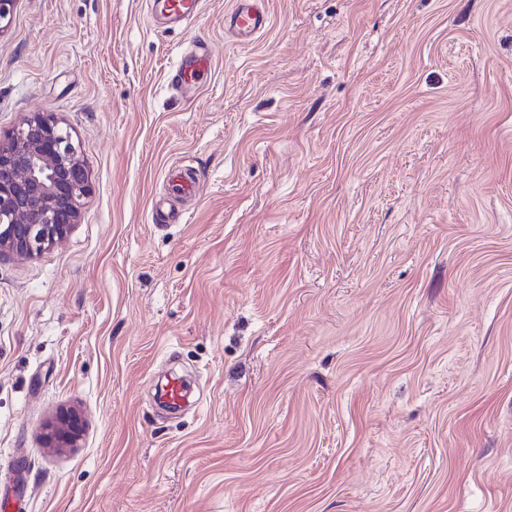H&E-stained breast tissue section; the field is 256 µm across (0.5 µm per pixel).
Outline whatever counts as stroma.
I'll use <instances>...</instances> for the list:
<instances>
[{
	"instance_id": "35a3bbf8",
	"label": "stroma",
	"mask_w": 512,
	"mask_h": 512,
	"mask_svg": "<svg viewBox=\"0 0 512 512\" xmlns=\"http://www.w3.org/2000/svg\"><path fill=\"white\" fill-rule=\"evenodd\" d=\"M266 3L245 45L234 0L185 26L19 0L0 31V136L54 114L90 183L64 239L0 258V490L22 512H512V0ZM196 45L197 96L173 87ZM70 409L77 447L50 448ZM271 17L265 0H236L233 8L224 15V30L243 41L267 30ZM209 72L211 57L207 52L183 53L176 66L175 86L181 91L197 88L206 82Z\"/></svg>"
}]
</instances>
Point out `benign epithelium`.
Returning a JSON list of instances; mask_svg holds the SVG:
<instances>
[{
  "label": "benign epithelium",
  "mask_w": 512,
  "mask_h": 512,
  "mask_svg": "<svg viewBox=\"0 0 512 512\" xmlns=\"http://www.w3.org/2000/svg\"><path fill=\"white\" fill-rule=\"evenodd\" d=\"M89 192L70 132L50 113H34L0 139V257L28 258L62 240L78 222ZM50 446L77 445L73 410L49 425Z\"/></svg>",
  "instance_id": "benign-epithelium-1"
}]
</instances>
